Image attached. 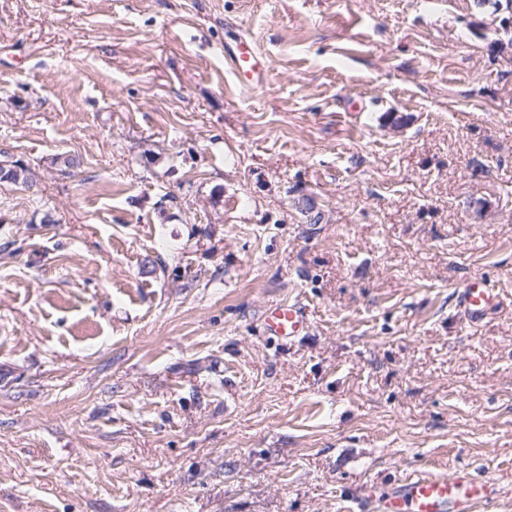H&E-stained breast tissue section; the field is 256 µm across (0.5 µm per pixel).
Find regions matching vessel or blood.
Wrapping results in <instances>:
<instances>
[{"label":"vessel or blood","mask_w":512,"mask_h":512,"mask_svg":"<svg viewBox=\"0 0 512 512\" xmlns=\"http://www.w3.org/2000/svg\"><path fill=\"white\" fill-rule=\"evenodd\" d=\"M229 61L246 90H258L266 83L264 61L253 42L240 38L228 49ZM498 303V296L483 279L467 280L457 292V309L469 323L481 322ZM263 322L268 335L290 342L306 335L309 319L297 302L278 303L266 309ZM492 486L475 480L468 471L454 469L446 474L419 471L400 479L379 503L380 512H476L478 505L491 504Z\"/></svg>","instance_id":"vessel-or-blood-1"}]
</instances>
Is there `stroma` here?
I'll return each instance as SVG.
<instances>
[{
    "label": "stroma",
    "mask_w": 512,
    "mask_h": 512,
    "mask_svg": "<svg viewBox=\"0 0 512 512\" xmlns=\"http://www.w3.org/2000/svg\"><path fill=\"white\" fill-rule=\"evenodd\" d=\"M496 26L473 0H0V150L38 179L0 183V512H341L455 466L512 512ZM473 276L502 297L477 327ZM287 301L310 331L284 346ZM224 52L229 56L230 64L243 89L258 90L265 86L264 61L250 39L242 37L234 48L227 47ZM498 295L487 288L482 278H471L457 291V309L471 324L481 322L498 304ZM263 322L269 336L291 342L308 333L309 319L299 302L278 303L266 309Z\"/></svg>",
    "instance_id": "stroma-1"
}]
</instances>
